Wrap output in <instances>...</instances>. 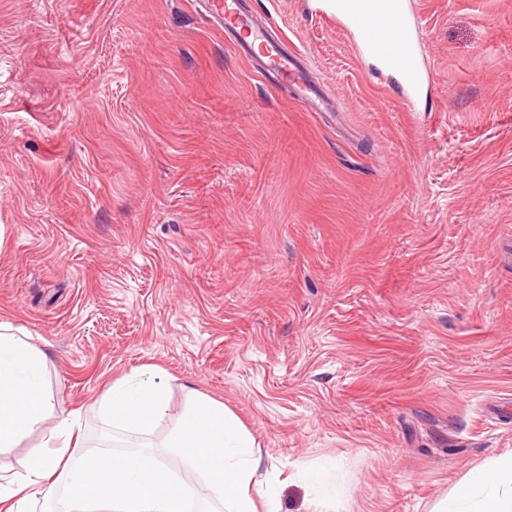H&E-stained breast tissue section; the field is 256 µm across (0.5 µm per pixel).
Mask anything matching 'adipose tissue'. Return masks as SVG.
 I'll return each mask as SVG.
<instances>
[{
	"label": "adipose tissue",
	"instance_id": "adipose-tissue-1",
	"mask_svg": "<svg viewBox=\"0 0 512 512\" xmlns=\"http://www.w3.org/2000/svg\"><path fill=\"white\" fill-rule=\"evenodd\" d=\"M97 406L121 452L79 449L76 414L49 393L46 352L0 322V452L19 447L46 418L57 421L24 472L0 482V512H278L275 493L263 486L259 444L222 403L189 388L172 412L168 377L143 367L113 381ZM166 421L173 427L165 447L177 449L204 491L151 452ZM434 512H512V454L474 470Z\"/></svg>",
	"mask_w": 512,
	"mask_h": 512
}]
</instances>
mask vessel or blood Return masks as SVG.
Instances as JSON below:
<instances>
[{
  "instance_id": "b4317fda",
  "label": "vessel or blood",
  "mask_w": 512,
  "mask_h": 512,
  "mask_svg": "<svg viewBox=\"0 0 512 512\" xmlns=\"http://www.w3.org/2000/svg\"><path fill=\"white\" fill-rule=\"evenodd\" d=\"M203 5L221 28L233 34L240 53L261 61L292 84L295 100L307 111L319 109L320 97L303 81L295 56L283 54L267 38L240 0H203ZM329 12L354 23L361 34L362 50L381 59L410 91L419 90L423 71L414 38L417 18L410 0H331Z\"/></svg>"
}]
</instances>
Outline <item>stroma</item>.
Listing matches in <instances>:
<instances>
[{
    "mask_svg": "<svg viewBox=\"0 0 512 512\" xmlns=\"http://www.w3.org/2000/svg\"><path fill=\"white\" fill-rule=\"evenodd\" d=\"M415 97L316 0H243L308 112L199 0H0V321L84 450L132 369L223 403L280 512H433L512 453V0H412ZM57 424L0 453L24 471ZM307 480L313 489L315 508L322 509L319 512L336 511V498L339 497V493L330 473L318 469L311 470L307 473Z\"/></svg>",
    "mask_w": 512,
    "mask_h": 512,
    "instance_id": "1",
    "label": "stroma"
}]
</instances>
